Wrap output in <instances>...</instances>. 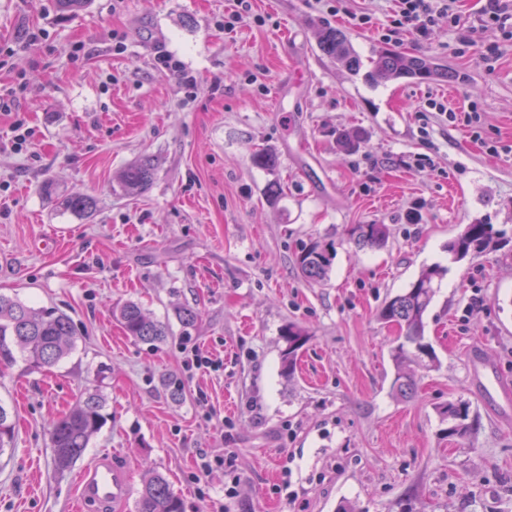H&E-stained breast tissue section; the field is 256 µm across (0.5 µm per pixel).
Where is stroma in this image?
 <instances>
[{"label":"stroma","mask_w":512,"mask_h":512,"mask_svg":"<svg viewBox=\"0 0 512 512\" xmlns=\"http://www.w3.org/2000/svg\"><path fill=\"white\" fill-rule=\"evenodd\" d=\"M232 5L91 0L68 15L55 0H0V294L63 312L76 340L50 371L0 370L16 421L0 512H134L153 469L184 512H512V244L461 262L447 251L476 222L512 236V156L490 150L512 145V40L490 25L462 42L484 0H457L461 26L440 17L429 39L399 41L392 0H253L228 35ZM361 11L373 26L353 25ZM324 25L362 62L391 48L456 78L371 85L323 53ZM162 54L196 86L163 73ZM429 98L475 126L426 115ZM340 129L363 133L357 151H340ZM262 149L277 167L253 165ZM145 157L153 184L124 195L117 175ZM76 191L96 198L91 215L61 206ZM374 223L389 227L386 248L348 243V228ZM318 237L336 256L315 283L295 259ZM435 264L448 269L424 316L437 362L409 365L405 399L392 389L400 330L379 311ZM128 300L168 325L163 342L125 335L114 309ZM291 324L308 339L290 375ZM193 346L221 369L184 372ZM95 391L105 423L58 471L50 427ZM460 400L479 424L451 438L441 411ZM104 452L126 465L130 495L101 511L80 505L76 477ZM205 453L224 462L200 480Z\"/></svg>","instance_id":"stroma-1"}]
</instances>
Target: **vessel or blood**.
Instances as JSON below:
<instances>
[{"label": "vessel or blood", "mask_w": 512, "mask_h": 512, "mask_svg": "<svg viewBox=\"0 0 512 512\" xmlns=\"http://www.w3.org/2000/svg\"><path fill=\"white\" fill-rule=\"evenodd\" d=\"M81 502L108 506L124 502L128 493L127 470L111 454L99 455L78 478Z\"/></svg>", "instance_id": "b4317fda"}]
</instances>
